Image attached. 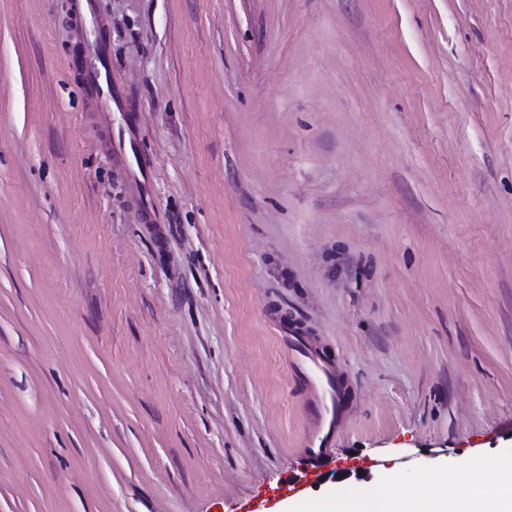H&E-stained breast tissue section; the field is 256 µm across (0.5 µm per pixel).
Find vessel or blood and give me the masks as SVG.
<instances>
[{"label":"vessel or blood","mask_w":512,"mask_h":512,"mask_svg":"<svg viewBox=\"0 0 512 512\" xmlns=\"http://www.w3.org/2000/svg\"><path fill=\"white\" fill-rule=\"evenodd\" d=\"M103 53V48L91 46L87 52L86 70L99 101L108 106L112 103V78L98 68ZM278 340L285 351L290 373L303 387L308 417L298 442V452L308 463L309 470L303 478H289L277 492L298 494L304 481L320 479L332 461L336 436L347 417L346 394L334 366L309 336L283 326L278 330Z\"/></svg>","instance_id":"obj_1"}]
</instances>
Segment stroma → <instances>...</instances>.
I'll return each mask as SVG.
<instances>
[{
	"mask_svg": "<svg viewBox=\"0 0 512 512\" xmlns=\"http://www.w3.org/2000/svg\"><path fill=\"white\" fill-rule=\"evenodd\" d=\"M278 321L369 480L512 457V0H0V512H265ZM105 53L103 48L94 45L88 49L87 55L82 60L89 77V83L96 93L98 100L104 106H112V74L102 75L97 62ZM85 58H88V64H85Z\"/></svg>",
	"mask_w": 512,
	"mask_h": 512,
	"instance_id": "1",
	"label": "stroma"
}]
</instances>
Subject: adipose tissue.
Returning <instances> with one entry per match:
<instances>
[{
	"instance_id": "1",
	"label": "adipose tissue",
	"mask_w": 512,
	"mask_h": 512,
	"mask_svg": "<svg viewBox=\"0 0 512 512\" xmlns=\"http://www.w3.org/2000/svg\"><path fill=\"white\" fill-rule=\"evenodd\" d=\"M300 512H512V463L492 457L463 460L453 477L435 472L415 489L393 479L361 484Z\"/></svg>"
}]
</instances>
